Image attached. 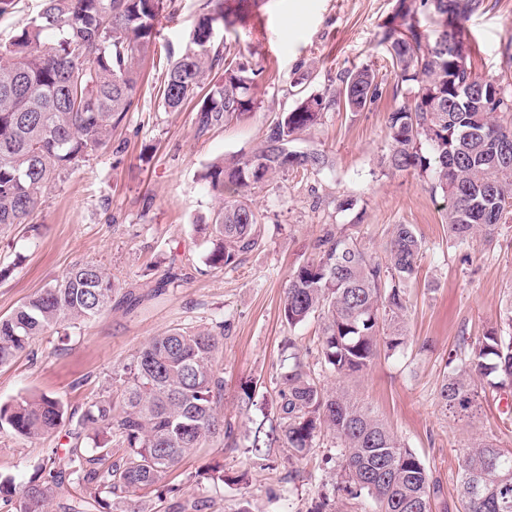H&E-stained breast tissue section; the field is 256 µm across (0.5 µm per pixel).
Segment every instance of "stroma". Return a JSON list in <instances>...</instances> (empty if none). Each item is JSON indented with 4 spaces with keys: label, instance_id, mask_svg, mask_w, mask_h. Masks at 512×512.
I'll use <instances>...</instances> for the list:
<instances>
[{
    "label": "stroma",
    "instance_id": "35a3bbf8",
    "mask_svg": "<svg viewBox=\"0 0 512 512\" xmlns=\"http://www.w3.org/2000/svg\"><path fill=\"white\" fill-rule=\"evenodd\" d=\"M203 2L172 0L157 25L159 52L186 48ZM396 7L397 0H258L247 24L215 28L214 41L243 54L258 70V106L204 134L197 131L191 107L165 110L160 95L166 71L146 67L138 106L111 143L62 174L27 223L0 231V317L77 264H97L115 282L110 309L66 332L35 337L0 366V404L44 393L61 400L68 412H81L115 387L114 373L153 336L224 321L219 412L234 424L237 445L211 441L163 482L206 501L205 512H235L243 497L253 512H312L320 494L332 493L337 481L330 437L299 459L281 448L265 457L248 454L250 432L263 415L242 387L253 384L254 397L275 400L283 345L290 338L305 362L317 363L320 321L288 327L280 303L289 275L309 256L323 225L347 228L379 257L393 226L409 224L424 250L408 283V349L379 355L363 374L341 382L328 374L324 382L330 388L344 385L441 480L444 494L433 512H458L456 482L466 448L482 438L512 448V427L500 419L512 393L487 391L481 415L469 425L448 418L437 393L459 337H482L512 293V228L503 229L493 245L461 253L448 245L446 203L433 190L431 176L382 165L386 116L405 99L381 43ZM464 27L474 70L488 78L512 76L504 56L512 45V0H485L484 10ZM362 66L376 74L379 97L358 112H327L289 145L297 152L325 153L328 166L276 175L252 198L261 216L259 247L235 269L206 266L207 246L195 227L210 223L220 205L201 180L206 167L220 157L251 154L270 119L290 109L299 92L332 93L341 74ZM173 253L183 260L187 282L128 312L126 299L136 283L145 274L162 273ZM69 429L64 423L33 441L0 434V476L24 485L52 449L69 447ZM215 467L224 471L223 485L205 477Z\"/></svg>",
    "mask_w": 512,
    "mask_h": 512
}]
</instances>
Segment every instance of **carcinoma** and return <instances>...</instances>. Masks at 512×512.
Returning <instances> with one entry per match:
<instances>
[{
	"mask_svg": "<svg viewBox=\"0 0 512 512\" xmlns=\"http://www.w3.org/2000/svg\"><path fill=\"white\" fill-rule=\"evenodd\" d=\"M169 0H43L41 10L0 46V228L25 223L38 194L79 160L107 146L141 87L145 61L156 51L155 28ZM485 0H398L382 41L397 82L409 96L387 113L388 152L394 171L431 173L448 198L445 223L452 246L492 244L512 223V84L472 70L463 24ZM256 0H207L195 36L178 57L167 56L162 105L177 110L203 89L209 72L222 71L197 102V130H208L257 107L258 76L246 57L229 56L207 38L216 24H244ZM448 15L430 40L419 29V10ZM331 96L303 94L275 114L264 142L247 157L212 162L204 179L221 200L211 223L196 225L210 243L206 265L234 268L260 245L259 214L249 195L289 169L318 171L328 159L311 152L290 162L276 143L292 141L320 123L324 111L344 101L357 112L380 94L369 68L347 71ZM314 258L299 264L284 289L281 316L290 327L311 318L322 323L320 370L338 379L365 372L385 351L407 347L401 323L408 311L405 283L423 253L409 224H397L381 259L334 224L314 243ZM177 255L156 278L142 280L153 296L184 282ZM112 276L101 266L76 264L61 278L0 318V364L25 351L34 337L65 323L90 320L112 304ZM224 324L174 328L151 338L122 368L119 399L103 395L77 416L48 395L21 396L0 405V432L34 440L64 420L72 435H94L51 452L21 492L0 478V500L13 512H146L132 499L151 489L196 448L220 438L235 444V427L220 419L224 399L219 370ZM495 375L493 388L512 385V298L500 324L476 341L462 339L448 358L439 404L457 421L482 409L478 379ZM276 424L255 428L251 451L274 447L304 456L331 435L337 489L365 506L362 512H432L441 481L421 458L344 391L327 389L299 356L277 377ZM75 485L70 491L68 485ZM462 512H512V450L479 441L467 448L456 484ZM206 504L180 495L172 512H203Z\"/></svg>",
	"mask_w": 512,
	"mask_h": 512,
	"instance_id": "obj_1",
	"label": "carcinoma"
}]
</instances>
